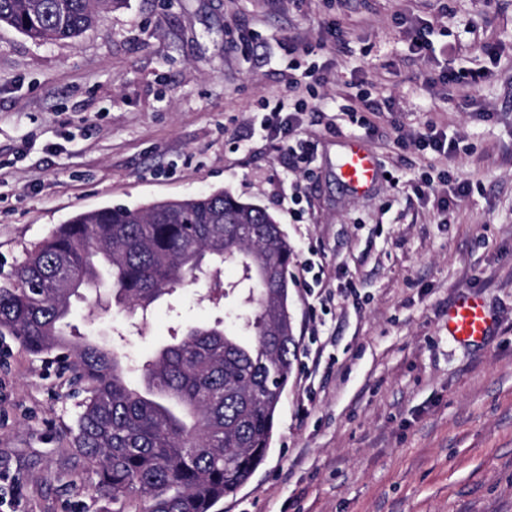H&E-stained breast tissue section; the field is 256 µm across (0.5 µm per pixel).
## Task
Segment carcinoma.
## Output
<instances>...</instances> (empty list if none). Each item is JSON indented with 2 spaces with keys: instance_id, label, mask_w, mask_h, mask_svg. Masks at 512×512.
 Listing matches in <instances>:
<instances>
[{
  "instance_id": "carcinoma-1",
  "label": "carcinoma",
  "mask_w": 512,
  "mask_h": 512,
  "mask_svg": "<svg viewBox=\"0 0 512 512\" xmlns=\"http://www.w3.org/2000/svg\"><path fill=\"white\" fill-rule=\"evenodd\" d=\"M119 0H0V24L36 43L74 40ZM244 224L253 235L225 233ZM293 248L276 218L226 190L108 206L55 227L0 284V336L64 360L84 394L71 444L116 512H215L264 460L294 355L285 311ZM112 270L116 303L146 319L188 284H224L239 305L228 322L175 331L139 364L117 348L70 340L72 299ZM249 334L251 344L240 340Z\"/></svg>"
}]
</instances>
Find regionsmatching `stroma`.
Listing matches in <instances>:
<instances>
[{"label": "stroma", "instance_id": "35a3bbf8", "mask_svg": "<svg viewBox=\"0 0 512 512\" xmlns=\"http://www.w3.org/2000/svg\"><path fill=\"white\" fill-rule=\"evenodd\" d=\"M298 63L328 80L297 165L254 126ZM459 67L482 76L448 87ZM429 122L456 153L398 145ZM354 137L384 173L359 196L336 177ZM441 171L444 212L421 192ZM224 189L294 249L297 347L266 458L222 512H512V0H123L47 45L0 25V283L79 213ZM109 293L70 322L136 362L235 305L189 285L135 331ZM462 293L497 318L483 345L444 326ZM80 400L56 356L0 336V512H113L70 445Z\"/></svg>", "mask_w": 512, "mask_h": 512}]
</instances>
